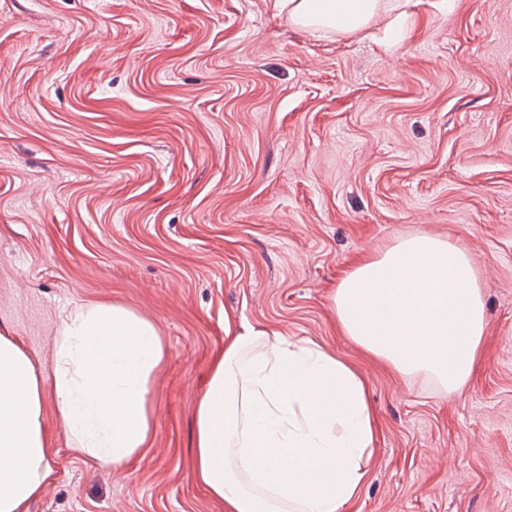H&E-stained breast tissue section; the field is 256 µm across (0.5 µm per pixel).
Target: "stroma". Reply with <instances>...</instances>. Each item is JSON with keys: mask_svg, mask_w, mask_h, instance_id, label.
Segmentation results:
<instances>
[{"mask_svg": "<svg viewBox=\"0 0 512 512\" xmlns=\"http://www.w3.org/2000/svg\"><path fill=\"white\" fill-rule=\"evenodd\" d=\"M394 30L307 34L281 0H0V333L49 377L62 317L120 303L170 357L154 436L118 468L71 449L29 512H224L190 477L224 327L355 365L380 430L351 512H512V0H405ZM467 248L486 304L463 393L338 328L360 254Z\"/></svg>", "mask_w": 512, "mask_h": 512, "instance_id": "obj_1", "label": "stroma"}]
</instances>
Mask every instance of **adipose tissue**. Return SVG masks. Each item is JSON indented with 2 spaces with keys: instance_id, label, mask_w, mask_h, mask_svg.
<instances>
[{
  "instance_id": "obj_1",
  "label": "adipose tissue",
  "mask_w": 512,
  "mask_h": 512,
  "mask_svg": "<svg viewBox=\"0 0 512 512\" xmlns=\"http://www.w3.org/2000/svg\"><path fill=\"white\" fill-rule=\"evenodd\" d=\"M384 0H288L303 30L354 34ZM332 310L341 331L401 378L460 393L484 345L486 306L467 249L430 234L355 260ZM168 349L154 323L120 304L75 307L53 347L55 415L74 451L118 468L154 435L150 402ZM379 429L362 375L310 340L229 331L195 406L193 480L224 512H343L366 482ZM50 474L42 381L0 335V512H26Z\"/></svg>"
}]
</instances>
